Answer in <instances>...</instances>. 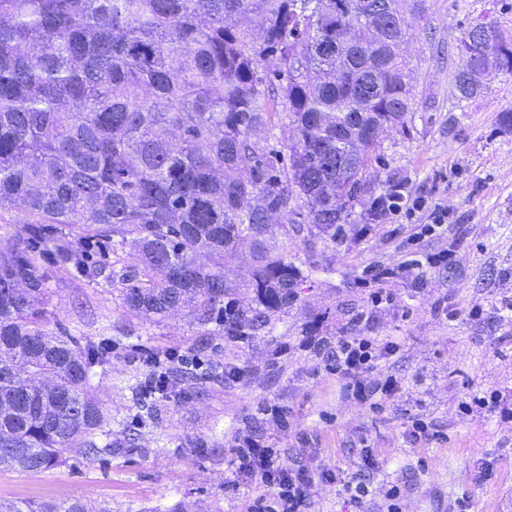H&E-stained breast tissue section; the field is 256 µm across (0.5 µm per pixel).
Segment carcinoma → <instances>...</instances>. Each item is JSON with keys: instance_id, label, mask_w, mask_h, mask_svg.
<instances>
[{"instance_id": "obj_1", "label": "carcinoma", "mask_w": 512, "mask_h": 512, "mask_svg": "<svg viewBox=\"0 0 512 512\" xmlns=\"http://www.w3.org/2000/svg\"><path fill=\"white\" fill-rule=\"evenodd\" d=\"M402 2L0 0V210L25 217L0 248V469L46 471L73 448L91 462L112 455L91 388L101 358L49 328L45 245L58 265L119 289L130 315L186 310L232 343L295 300L301 271L262 225L286 232L303 210L295 232L334 243L373 193L376 141L361 129L404 132L416 105ZM474 25L486 32L475 65ZM457 55L460 104L485 93V72L512 74V36L493 20L468 22ZM272 107L297 132L278 147ZM97 243L112 260H93ZM238 250L252 260L240 285L224 275ZM152 362L162 397L192 395L186 357ZM0 512L98 510L74 498L0 501Z\"/></svg>"}]
</instances>
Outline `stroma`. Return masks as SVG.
<instances>
[{
  "instance_id": "1",
  "label": "stroma",
  "mask_w": 512,
  "mask_h": 512,
  "mask_svg": "<svg viewBox=\"0 0 512 512\" xmlns=\"http://www.w3.org/2000/svg\"><path fill=\"white\" fill-rule=\"evenodd\" d=\"M487 0H427V18L409 19L406 55L416 110L406 132L385 130L370 154L376 194L387 183L424 198L448 219L418 244L421 254L452 251V267L423 266L386 286L373 305L367 270L393 266L426 211L345 225L336 243L284 237L288 260L304 273L296 299L273 318L271 334L231 343L221 327L200 335L185 313L150 323L129 316L119 292L100 279L45 261L52 323L108 350L91 380L112 419L111 459L67 452L41 472L0 470V499L64 503L84 497L106 512H244L265 488L237 470L235 448L250 437L274 448L284 467L329 470L305 512H380L390 485L403 512H512V75L490 74L467 111L453 95L461 22ZM340 336L393 340L400 351L363 374L365 384L395 376L400 389L382 407L358 402L327 373L314 344ZM195 348L194 396L156 399L139 419L137 395L156 348ZM237 366L216 382V367ZM498 394L499 405L478 399ZM432 438L409 436L413 420ZM369 489L361 509L346 487Z\"/></svg>"
}]
</instances>
